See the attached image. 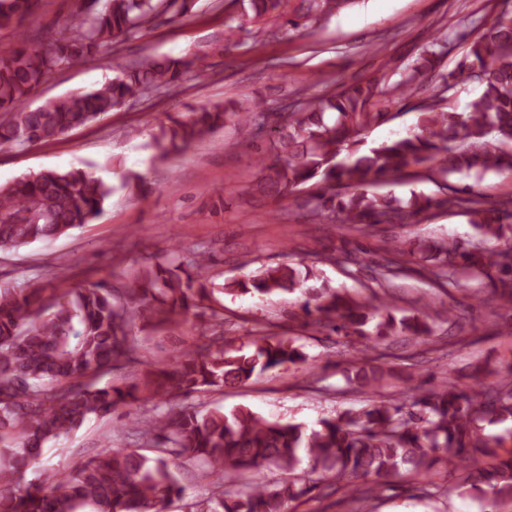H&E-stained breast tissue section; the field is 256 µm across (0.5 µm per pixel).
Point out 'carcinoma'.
<instances>
[{"instance_id": "obj_1", "label": "carcinoma", "mask_w": 512, "mask_h": 512, "mask_svg": "<svg viewBox=\"0 0 512 512\" xmlns=\"http://www.w3.org/2000/svg\"><path fill=\"white\" fill-rule=\"evenodd\" d=\"M248 4L241 19L225 22L224 41L239 44L246 23L286 19L304 31L331 19L358 0H229ZM93 10L78 7L47 42L31 45L16 22L37 0H0V31L14 40L0 48V144L48 143L90 125L134 97H160L168 87L201 71L202 58L144 55L117 63L119 75L94 90H77L36 108L28 101L51 75L74 62L143 34L161 22L185 16L193 0H98ZM446 39L427 43L410 65V76L393 85L379 81L342 85L317 94L292 93L285 116L269 130L256 159L252 190L277 198L310 184L317 190L301 204L308 224L339 219L343 224H413L433 210L463 209L489 242L512 233L505 222L512 199L487 204L466 188L438 197L411 192L407 198L374 187L410 167L427 178L472 170L512 172V15L499 19L473 42L460 73L478 82L480 93L463 109L442 104L457 74L439 75L440 89L418 106L413 129L367 143L366 132L392 120L388 108L418 90L415 78L434 68ZM267 102L262 99L211 103L171 115L152 134L154 157L163 161L231 121L247 138L261 135ZM497 145L489 147L488 137ZM147 197L144 174L124 182ZM112 186L73 168L48 170L0 186V252L52 240L91 223L103 211ZM409 257L415 268L402 265ZM210 257L192 259L173 249L145 261L123 280H101L85 288L72 283L68 268L53 272L56 288L16 289L0 282V512H166L185 495L169 464L182 458L197 464L211 494L194 512H290L291 505L341 491L345 512H362L367 501L390 488L387 478L429 477L448 468V485L434 494L477 493L490 512L512 501V451L498 453L504 440L485 435L479 421L512 419V381L487 385L474 376L470 388L446 381L430 392L413 386L402 398L345 409L307 430L271 421L250 409L229 413L188 402L196 393L221 391L247 382L255 372L308 361L294 338L264 327L250 331L239 346L224 337V314L207 301L215 292L301 291L305 324L349 338L350 371L362 387L376 390L392 372L376 364L373 352L388 336H429L418 316L396 318L382 303L362 304L332 288H312L311 271L291 264L267 266L245 279L216 285L207 275ZM395 275L407 270L432 279L458 272L488 283L512 306V247L473 245L455 240L410 244L385 258ZM202 318L206 341L179 352L131 382L100 384L102 375L135 361V329H163L189 315ZM158 400L164 411L131 422L128 434L150 454L113 448L94 455L67 474L46 471L25 490L17 478L33 466L49 443L78 430L90 417L103 418L123 407ZM307 457L310 470L333 481L303 480L295 470ZM276 469L281 482L254 481L243 493L224 492V479Z\"/></svg>"}]
</instances>
